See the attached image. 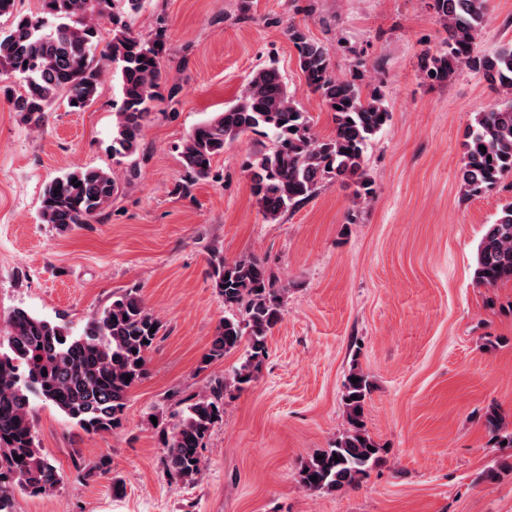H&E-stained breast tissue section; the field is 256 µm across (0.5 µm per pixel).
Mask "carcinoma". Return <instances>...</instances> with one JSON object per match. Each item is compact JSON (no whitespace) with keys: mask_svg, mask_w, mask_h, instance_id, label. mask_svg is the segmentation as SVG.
<instances>
[{"mask_svg":"<svg viewBox=\"0 0 512 512\" xmlns=\"http://www.w3.org/2000/svg\"><path fill=\"white\" fill-rule=\"evenodd\" d=\"M42 0L37 15L16 14V0H0V17L12 22L0 29V76L16 78L18 94L4 96L22 121L43 128L49 112L62 102L72 112L96 100L104 67L112 68L119 100L113 112L112 156L138 154L154 102L175 98L162 62L168 56L164 30L143 37L130 19L146 0ZM447 37L426 53L423 77L433 83L450 81L462 68L482 75L499 99L476 114L464 143L460 189L466 198L491 191L512 175V42L479 55L474 40L484 27L486 0H431ZM112 24V40L102 51L101 25ZM288 40L312 93L332 114L333 132L326 138L313 130V118L302 110L272 65L253 71L234 102L193 127L182 140L184 174L174 193L186 196L196 182L213 174L216 158L227 144L253 133L269 144L245 162L251 190L265 220L311 199L322 184L354 187V203L374 198L365 167V149L389 120L383 98L365 93L357 70L338 76L329 50L313 40L305 27L290 22ZM486 147V151L479 147ZM81 182L75 186L72 180ZM118 186L112 173L81 168L54 178L44 189L40 219L63 231L101 217ZM207 274L224 303V318L199 361V370L243 351L229 377L215 378L203 393L179 394L178 410L169 421L157 420L169 481L196 483L203 469L202 451L212 430L224 421L226 401L257 378L269 356L268 340L283 317L288 286L281 283L268 260L243 254L224 258L210 250ZM474 280L487 288L512 282V204L502 207L486 226L477 246ZM156 330H151V327ZM164 324L144 305L139 289L128 288L74 334L64 325L23 309L14 310L0 331V512H13L15 490L47 496L62 476L42 453L33 423V398L57 408L87 434L110 432L123 424L129 392L148 375L149 355ZM130 381H125V378ZM357 377L354 383L351 378ZM372 392L369 376L350 368L342 385L348 428L334 444L305 460L297 481L317 493H338L361 485L381 462V448L365 425ZM485 426L493 447H512V431L493 411ZM110 460L75 462L78 477L89 480L105 473ZM317 480H311V477Z\"/></svg>","mask_w":512,"mask_h":512,"instance_id":"obj_1","label":"carcinoma"}]
</instances>
